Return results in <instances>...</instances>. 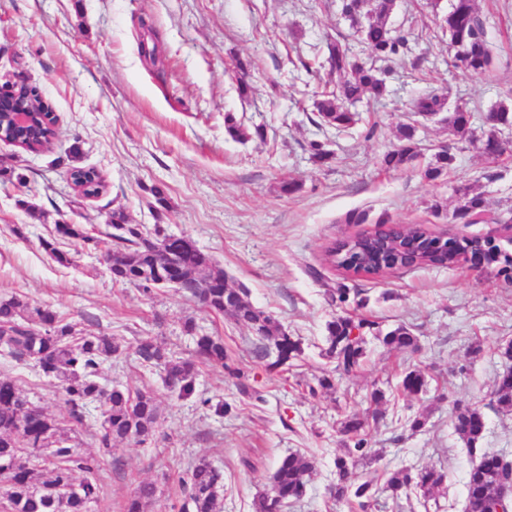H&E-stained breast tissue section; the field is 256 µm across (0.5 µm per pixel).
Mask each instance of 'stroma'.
<instances>
[{
	"label": "stroma",
	"mask_w": 512,
	"mask_h": 512,
	"mask_svg": "<svg viewBox=\"0 0 512 512\" xmlns=\"http://www.w3.org/2000/svg\"><path fill=\"white\" fill-rule=\"evenodd\" d=\"M451 2L434 8L430 0H396L390 23L407 50L402 60L378 62L385 95L364 97L361 123L339 132L321 124L314 101L328 80L330 42L364 53L340 0H0V78L38 87L58 117L47 151L0 141V297L51 305L77 329L117 338L126 352L104 364L103 384L152 391L159 405L152 437L116 443L103 457V493L93 512H122L144 480L157 487L148 512H179L180 479L202 458L224 477L222 512H253L291 452L312 458L315 470L285 512H464L466 475L481 452L512 453V410L493 399L499 375L512 367L502 355L512 343V279L494 265L465 264L356 275L334 267L327 254L382 217L435 236L492 238L512 252V153L489 162L474 145L454 142L441 119L420 122L410 110L423 94L447 95L470 112L478 138L486 114L512 104V0H476L493 45L492 64L479 75L456 70L453 50L436 36L435 16ZM241 79L249 86L244 96ZM229 117L249 130L248 140L227 134ZM412 122L417 158L385 169L400 124ZM316 140L328 160L313 158ZM445 149L453 157L447 171L427 179L425 169ZM75 167L102 174L98 196L69 184ZM292 181L297 190L284 192ZM156 184L165 185L169 202L160 213L150 192ZM463 188L482 198L486 221L459 214ZM116 210L130 223L191 237L229 285L300 339V359L268 371L259 356L263 341L249 327L174 288L113 283L104 257L115 245ZM352 213L365 222L347 223ZM63 223L84 225L93 238L68 244L69 268L41 246ZM329 287L347 289L350 303L329 304ZM339 316L374 325L366 333L369 356L349 375L322 354L326 324ZM401 324L417 351L381 342ZM197 334L223 337L240 375L200 366L194 395L180 399L134 348L151 336L186 357ZM412 370L425 379L418 395L398 390ZM0 371L46 413L66 417L54 380L32 363L1 355ZM324 378L330 387H321ZM242 382L261 400L240 394ZM376 389L385 393L378 407ZM219 401L220 415L213 409ZM459 408L484 417L472 453L454 430ZM352 413L371 421L356 469L376 489L365 511L329 494L335 458L349 443L340 423ZM432 465L448 473L434 503L384 491L388 472Z\"/></svg>",
	"instance_id": "obj_1"
}]
</instances>
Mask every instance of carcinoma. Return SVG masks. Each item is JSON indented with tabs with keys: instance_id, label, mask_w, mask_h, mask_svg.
<instances>
[{
	"instance_id": "carcinoma-1",
	"label": "carcinoma",
	"mask_w": 512,
	"mask_h": 512,
	"mask_svg": "<svg viewBox=\"0 0 512 512\" xmlns=\"http://www.w3.org/2000/svg\"><path fill=\"white\" fill-rule=\"evenodd\" d=\"M395 0H343L342 13L355 27L360 43L372 58L393 59L404 55L407 40L389 25ZM441 38L454 48L455 67L466 74H482L492 64V52L486 40V22L475 0H453L451 9L437 21ZM328 64L337 75V89L323 93L315 108L323 122L338 131H345L360 121L353 106L365 95L378 99L386 91L385 79L368 62L354 56L339 41L330 44ZM411 111L423 118L448 113L450 134L457 141L474 143L468 110L455 106L448 111L445 95L429 93L415 100ZM512 123V107L502 104L490 112L480 139L482 152L495 160L499 153L495 145L500 126ZM415 126L400 127L402 144L388 152L383 163L388 169H398L411 163L418 154L414 141ZM465 212L479 219L484 214L481 198L460 191ZM112 238L123 251L126 261L111 269L117 284H133L145 292L154 284L140 277L153 257L148 252L156 247L166 268L180 282L179 289L198 299L203 307L215 314L228 315L279 350L275 360L267 364L272 371L299 358V340L283 332L276 320L256 308L241 289L232 288L224 269L188 236L167 234L161 225L148 230L141 224L128 223L122 211L112 212ZM55 232L73 242L92 240L81 224H57ZM404 241L386 242L371 231L354 237L351 249L356 261H343L335 266L355 274L365 271L376 276L412 267H448L459 254H440L424 240L422 246L409 253L401 251ZM366 324L339 317L327 323L325 355L336 360V369L344 374L357 371L367 359ZM382 343L398 351H412L416 338L403 326L382 337ZM16 361L30 360L43 375L55 380L62 391L68 415L57 419L37 408L15 381L0 375V512H91L102 490L101 459L110 453L117 441L134 438L140 442L155 433L159 410L149 392L131 395L118 387L100 383L102 365L123 351L112 336L82 333L75 325L65 322L47 305H31L16 296L0 299V351ZM135 353L145 362L163 370L165 388L180 399L191 397L195 390L197 363L224 366V342L219 336H195V348L190 358L175 355L150 336L141 338ZM425 381L418 371L407 373L400 389L414 394L423 391ZM497 402L512 406V370L504 372L495 391ZM104 406V420L98 434V453L81 451L75 445L76 433L84 423L83 409L90 403ZM485 424L477 410L457 413L455 432L466 441L470 450L483 436ZM360 438L347 454L336 458V483L332 495L338 502L357 503L364 508L374 497L370 481L354 476L356 454L364 451ZM314 461L301 454L284 456L270 477V488L255 502L256 512H283L288 502L303 496ZM512 477V463L499 451L482 454L478 465L470 469L466 481L465 512H491L495 508L493 495L499 479ZM447 473L436 467H425L413 473L407 468L393 471L386 479V489L393 495L414 490L424 502L444 488ZM184 493L182 512H221L220 490L222 475L205 458L196 463L181 478ZM156 486L151 482L139 485L134 496L123 506V512H145L144 506L154 498Z\"/></svg>"
}]
</instances>
